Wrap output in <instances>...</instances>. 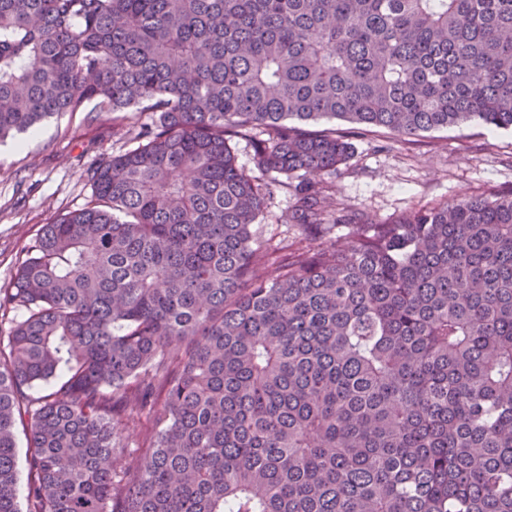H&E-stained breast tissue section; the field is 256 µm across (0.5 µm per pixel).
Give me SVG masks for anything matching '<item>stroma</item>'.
Instances as JSON below:
<instances>
[{"label": "stroma", "instance_id": "stroma-1", "mask_svg": "<svg viewBox=\"0 0 512 512\" xmlns=\"http://www.w3.org/2000/svg\"><path fill=\"white\" fill-rule=\"evenodd\" d=\"M97 101L0 143V285L25 260L43 224L81 208L92 195L88 170L130 143ZM354 153L330 181L337 202L384 220L469 191L512 187V130L476 122L405 140L384 131L352 135Z\"/></svg>", "mask_w": 512, "mask_h": 512}]
</instances>
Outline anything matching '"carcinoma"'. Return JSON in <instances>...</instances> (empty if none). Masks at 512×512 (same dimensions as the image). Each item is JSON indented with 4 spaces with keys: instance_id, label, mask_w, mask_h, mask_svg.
<instances>
[{
    "instance_id": "obj_1",
    "label": "carcinoma",
    "mask_w": 512,
    "mask_h": 512,
    "mask_svg": "<svg viewBox=\"0 0 512 512\" xmlns=\"http://www.w3.org/2000/svg\"><path fill=\"white\" fill-rule=\"evenodd\" d=\"M90 100L154 118L0 286V512H512V189L359 218L307 129H512V0H0V140ZM292 198L284 193H277L267 200L264 218L260 217L254 226L257 237L268 239L270 237H283L288 231V237H292L295 231L292 224L286 223V214L291 206Z\"/></svg>"
}]
</instances>
